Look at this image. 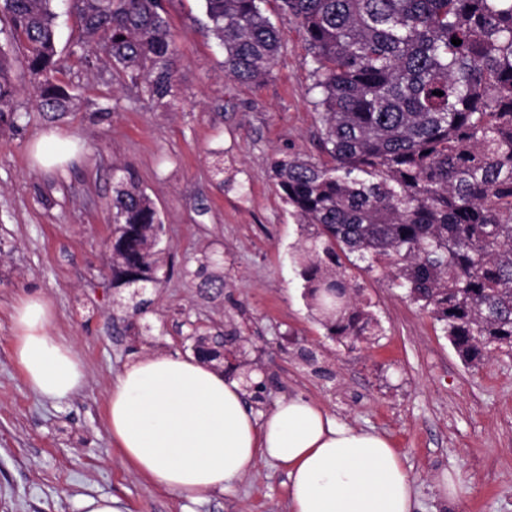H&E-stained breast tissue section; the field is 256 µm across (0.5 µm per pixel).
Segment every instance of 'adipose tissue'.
<instances>
[{"label": "adipose tissue", "mask_w": 512, "mask_h": 512, "mask_svg": "<svg viewBox=\"0 0 512 512\" xmlns=\"http://www.w3.org/2000/svg\"><path fill=\"white\" fill-rule=\"evenodd\" d=\"M51 321L43 298H21L14 355L31 390L60 401L84 388L86 373L73 345L49 333ZM245 396L243 380L197 357L145 354L112 383L108 429L124 461L192 503L232 491L268 459L287 471L290 512H415L414 480L386 436L339 423L301 396L259 417Z\"/></svg>", "instance_id": "obj_1"}]
</instances>
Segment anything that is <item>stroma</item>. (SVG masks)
<instances>
[{
	"mask_svg": "<svg viewBox=\"0 0 512 512\" xmlns=\"http://www.w3.org/2000/svg\"><path fill=\"white\" fill-rule=\"evenodd\" d=\"M162 3L180 88L164 105L102 64L72 65L66 81L82 106L53 117L35 104L23 51L10 50L20 119L0 126V512H80L81 498L97 495L121 498L127 512H290L286 472L273 462L259 461L232 492L190 503L151 485L113 444L108 399L124 364L150 351L192 353L196 334L233 338L234 377L247 368L263 385L256 410L301 395L387 436L415 480L417 512H512V352L466 365L427 311L361 270L377 336L334 341L307 305L292 259L304 230L271 172L274 158L320 154L298 26L282 25L271 75L242 84L224 74L202 0ZM51 127L76 156L45 170L36 142ZM117 167L153 201L172 268L146 286L142 313L120 304L125 291L109 269ZM207 255L216 264L199 273ZM27 295L51 304L50 333L84 362L86 385L68 400L35 395L13 358V307ZM447 474L452 500L438 488Z\"/></svg>",
	"mask_w": 512,
	"mask_h": 512,
	"instance_id": "1",
	"label": "stroma"
}]
</instances>
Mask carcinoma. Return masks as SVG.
<instances>
[{"label":"carcinoma","mask_w":512,"mask_h":512,"mask_svg":"<svg viewBox=\"0 0 512 512\" xmlns=\"http://www.w3.org/2000/svg\"><path fill=\"white\" fill-rule=\"evenodd\" d=\"M54 2L0 0V13L38 78V106L63 115L80 99L57 78ZM204 5L224 72L242 83L269 75L282 51L270 15L303 32L325 158L284 156L272 173L297 222L313 228L293 259L329 335L362 340L378 326L342 262L353 255L442 323L465 361L512 349V0ZM76 12L82 46L100 47L111 70L156 103L176 96L161 0H76ZM15 95L0 46V123L20 119ZM161 230L137 179L119 178L113 286L162 282ZM223 348L216 336L194 338L210 361L223 359Z\"/></svg>","instance_id":"cac0c4a2"}]
</instances>
